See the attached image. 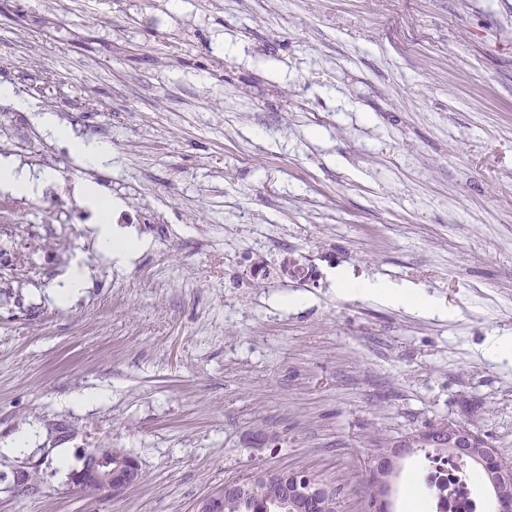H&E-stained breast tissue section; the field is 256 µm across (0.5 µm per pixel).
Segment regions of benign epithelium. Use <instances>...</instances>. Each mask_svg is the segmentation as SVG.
I'll return each mask as SVG.
<instances>
[{
	"mask_svg": "<svg viewBox=\"0 0 512 512\" xmlns=\"http://www.w3.org/2000/svg\"><path fill=\"white\" fill-rule=\"evenodd\" d=\"M438 428L448 431L451 450L462 454L496 455L494 449L480 442V437L468 428H460L446 421ZM275 478L281 483L282 495L288 500L289 512H317L321 502L331 498L332 488L304 471L282 470L257 472L249 476L251 486ZM142 479L140 466L130 454L118 453L111 448H98L88 454L80 470L71 480L84 491L120 492ZM242 488V481L224 482V487L203 499L197 512H224V497L234 495Z\"/></svg>",
	"mask_w": 512,
	"mask_h": 512,
	"instance_id": "benign-epithelium-1",
	"label": "benign epithelium"
}]
</instances>
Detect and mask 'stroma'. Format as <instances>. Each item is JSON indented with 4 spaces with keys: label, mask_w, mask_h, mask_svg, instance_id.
<instances>
[{
    "label": "stroma",
    "mask_w": 512,
    "mask_h": 512,
    "mask_svg": "<svg viewBox=\"0 0 512 512\" xmlns=\"http://www.w3.org/2000/svg\"><path fill=\"white\" fill-rule=\"evenodd\" d=\"M0 85L31 153L73 156L39 112L109 146L80 180L148 242L120 267L38 209L0 235V443L29 438L0 454V512H196L281 469L365 512L375 441L443 420L512 463V358L485 354L512 336V0H0ZM100 445L141 482L75 488ZM423 462L394 512L412 489L430 512ZM86 279L84 270L75 268L62 284L53 289V294L61 301L75 298L86 287ZM337 282L342 293H356L380 298L390 303L424 311H431L435 308L434 303L428 297L411 286H393L385 282L365 281L358 283L359 288H350L351 282L341 275L337 278Z\"/></svg>",
    "instance_id": "stroma-1"
}]
</instances>
